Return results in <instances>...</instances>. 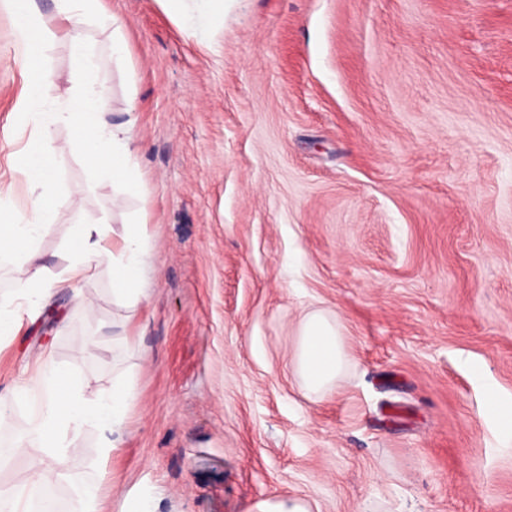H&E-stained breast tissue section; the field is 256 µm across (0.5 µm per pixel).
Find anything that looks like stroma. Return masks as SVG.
<instances>
[{
	"instance_id": "stroma-1",
	"label": "stroma",
	"mask_w": 512,
	"mask_h": 512,
	"mask_svg": "<svg viewBox=\"0 0 512 512\" xmlns=\"http://www.w3.org/2000/svg\"><path fill=\"white\" fill-rule=\"evenodd\" d=\"M102 4L128 54L84 26L89 74L65 37L23 48L0 6V187L31 214L13 170L29 66L104 86L105 121L136 119L143 179L113 202L59 127L34 248L57 273L78 225L141 223L148 299L117 303L101 265L24 319L0 343V445L48 354L135 394L109 458L100 430L68 438L70 468L112 485L102 512L143 494L155 512H512V438L484 406L488 385L512 400V0H224L205 43L161 0ZM309 311L350 357L319 398L291 365ZM310 504L300 498L261 500L253 505L252 512H310Z\"/></svg>"
}]
</instances>
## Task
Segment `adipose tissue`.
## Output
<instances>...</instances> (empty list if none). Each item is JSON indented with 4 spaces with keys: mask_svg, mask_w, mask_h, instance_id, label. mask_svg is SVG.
Returning a JSON list of instances; mask_svg holds the SVG:
<instances>
[{
    "mask_svg": "<svg viewBox=\"0 0 512 512\" xmlns=\"http://www.w3.org/2000/svg\"><path fill=\"white\" fill-rule=\"evenodd\" d=\"M180 27L198 38H206L211 18L224 9V0H162ZM16 18V36L29 45L33 35L52 42L56 34L47 26L36 0H5ZM56 19L69 27L70 49L84 69L95 66L82 39L81 25L96 21L110 29L112 56L124 59L127 45L118 17L106 14L100 0H54ZM107 93L93 83L63 90L52 89L39 68H32L26 90L17 104L18 117L30 124L37 139L52 135L59 126L80 129L73 148L103 180L112 184L115 195L128 193L140 181V173L131 165L135 142V122L110 125L102 115ZM18 171L29 178L38 191L32 218L12 213L0 203V261L13 263L12 293L0 297V337L15 336L23 317L34 316L54 292L84 281L92 266L112 268V293L117 301L134 307L145 301L142 274L150 264V254L141 225H124L118 246L109 243V229L103 224H84L79 229L80 245L74 249L67 266L56 275H48L46 266L15 260V253L29 245L56 220V187L53 179L54 158L32 148L18 160ZM349 364L344 339L337 324L322 313L304 316L295 354V370L312 393L332 389L336 379ZM86 382L74 379L48 357H38L22 389L29 406V422L12 443L9 455L31 453L30 484L65 482L73 485L83 504L81 512H94L107 497L110 487L104 480H90L73 474L66 466L67 438L83 427L117 431L134 398L124 383H113L111 390L87 393Z\"/></svg>",
    "mask_w": 512,
    "mask_h": 512,
    "instance_id": "obj_1",
    "label": "adipose tissue"
}]
</instances>
